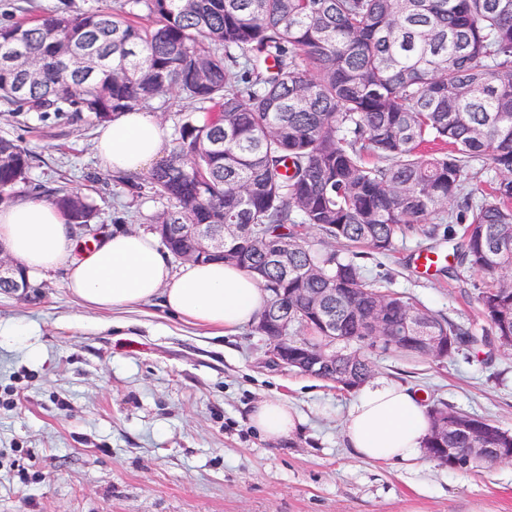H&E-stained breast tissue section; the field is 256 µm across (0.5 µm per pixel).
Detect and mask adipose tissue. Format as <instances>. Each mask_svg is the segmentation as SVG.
Wrapping results in <instances>:
<instances>
[{
  "mask_svg": "<svg viewBox=\"0 0 512 512\" xmlns=\"http://www.w3.org/2000/svg\"><path fill=\"white\" fill-rule=\"evenodd\" d=\"M96 149L112 173L135 174L163 156L166 135L151 113L125 112L106 125ZM0 247L28 274L64 269L68 291L89 310L158 299L169 314L222 336L253 323L267 302L258 281L236 265L214 260L173 267L148 233L106 232L85 247L59 209L34 198L0 204ZM249 421L270 440L288 437L299 423L287 399L277 395L257 402ZM429 427L426 407L410 386L380 380L355 395L342 437L354 456L412 466L423 456Z\"/></svg>",
  "mask_w": 512,
  "mask_h": 512,
  "instance_id": "ef3b65f1",
  "label": "adipose tissue"
}]
</instances>
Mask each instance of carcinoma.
Instances as JSON below:
<instances>
[{"label": "carcinoma", "mask_w": 512, "mask_h": 512, "mask_svg": "<svg viewBox=\"0 0 512 512\" xmlns=\"http://www.w3.org/2000/svg\"><path fill=\"white\" fill-rule=\"evenodd\" d=\"M167 97L188 113L166 159L123 184L168 202L151 229L181 262L218 256L157 225H241V258L227 262L265 270L260 316L284 312V335L312 354L331 333L356 337L358 360L337 359L331 381L351 369L362 386L372 362L360 349L417 326L448 336V358L512 337V0H112L0 22L9 112L103 125ZM33 161L0 137V203L32 185L74 226L91 223L88 198L32 184ZM442 224L460 237L448 275L483 277L480 335L381 291L358 262ZM259 238L288 242V271L250 246ZM443 444L512 448V434L457 411Z\"/></svg>", "instance_id": "cac0c4a2"}]
</instances>
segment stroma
Masks as SVG:
<instances>
[{"instance_id": "obj_1", "label": "stroma", "mask_w": 512, "mask_h": 512, "mask_svg": "<svg viewBox=\"0 0 512 512\" xmlns=\"http://www.w3.org/2000/svg\"><path fill=\"white\" fill-rule=\"evenodd\" d=\"M99 132L0 111V136L36 155L34 183L63 180L94 203L92 234L150 232L164 201L128 195L95 154ZM439 244L413 231L366 264L387 291L481 327L480 275L457 289L418 269V252ZM30 282L0 293V512H512V460L394 468L351 455L341 430L353 392L266 365L267 343L251 328L214 336L156 303L89 311L61 269ZM15 325L26 336L5 339ZM371 357L375 379L512 432V350ZM274 395L301 418L279 441L249 422L254 403Z\"/></svg>"}]
</instances>
